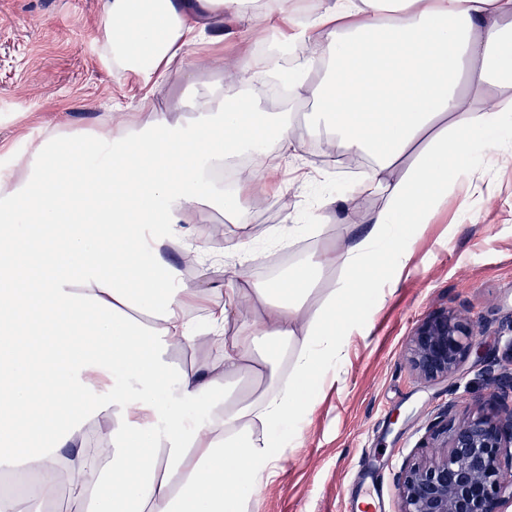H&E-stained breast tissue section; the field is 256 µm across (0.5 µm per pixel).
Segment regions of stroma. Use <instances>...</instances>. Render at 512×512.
I'll return each instance as SVG.
<instances>
[{"label":"stroma","instance_id":"35a3bbf8","mask_svg":"<svg viewBox=\"0 0 512 512\" xmlns=\"http://www.w3.org/2000/svg\"><path fill=\"white\" fill-rule=\"evenodd\" d=\"M102 18V0H0V173L11 172L47 129L97 127L109 104L139 112L148 102L162 106L222 86L217 60H232L249 28L247 18L225 17L223 42L195 46L189 67L173 65L146 90L134 76L113 72L97 39ZM335 152L332 144L322 154L304 152L300 164L310 179L292 186L280 170L277 190L247 213V249L259 256L246 269L252 280L278 276L299 251L342 248L380 208V197L357 193L356 175L338 166ZM475 180L478 191L449 192L447 206L414 228L398 281L375 270L378 294L366 302L364 330L353 333L337 376L311 389L302 445L281 448L278 474L250 512H356V501L393 487L449 401L462 414L492 407V389L474 361L432 382L407 362L415 328L448 310L469 314L482 356L512 360V163L480 164ZM326 196L353 203L317 209ZM292 223L321 224L325 232L295 249L274 242L273 233H287Z\"/></svg>","mask_w":512,"mask_h":512}]
</instances>
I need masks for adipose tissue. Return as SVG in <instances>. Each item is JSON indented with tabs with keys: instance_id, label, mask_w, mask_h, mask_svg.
Instances as JSON below:
<instances>
[{
	"instance_id": "ef3b65f1",
	"label": "adipose tissue",
	"mask_w": 512,
	"mask_h": 512,
	"mask_svg": "<svg viewBox=\"0 0 512 512\" xmlns=\"http://www.w3.org/2000/svg\"><path fill=\"white\" fill-rule=\"evenodd\" d=\"M228 14L247 16L249 36L222 93L121 112L64 141L47 132L17 178L0 176V472L46 491L67 483L63 512L90 500L95 512H248L284 428L341 363L358 327L345 311L372 294L370 270L383 257L403 270L411 226L472 184L492 142L512 140V113L483 99L512 91V0H324L304 16L293 0H104L98 39L113 71L147 87ZM272 39L310 45L288 73L290 96L314 102L305 135L366 159L359 189L382 206L343 248L302 253L259 283L244 272L256 260L244 213L279 166L241 169L228 191L216 176L296 147L288 115L263 104L251 43ZM202 209L235 226L212 260L237 261L238 287L182 278L199 252L185 223ZM247 302L259 316L236 326ZM111 371L124 385L108 386ZM190 407L202 410L191 423ZM98 418L113 419L112 442L92 448L82 428Z\"/></svg>"
}]
</instances>
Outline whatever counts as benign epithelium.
Here are the masks:
<instances>
[{"mask_svg": "<svg viewBox=\"0 0 512 512\" xmlns=\"http://www.w3.org/2000/svg\"><path fill=\"white\" fill-rule=\"evenodd\" d=\"M475 350L473 324L456 311L435 314L414 330L409 363L426 381L452 376ZM494 405L465 418L448 404L424 447L395 475L397 512H506L512 507V368L486 362Z\"/></svg>", "mask_w": 512, "mask_h": 512, "instance_id": "obj_1", "label": "benign epithelium"}]
</instances>
